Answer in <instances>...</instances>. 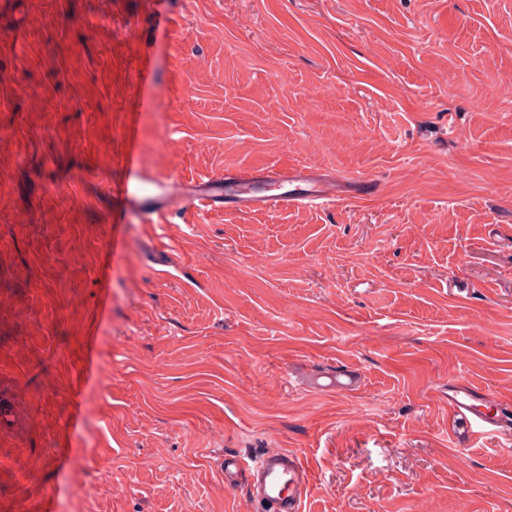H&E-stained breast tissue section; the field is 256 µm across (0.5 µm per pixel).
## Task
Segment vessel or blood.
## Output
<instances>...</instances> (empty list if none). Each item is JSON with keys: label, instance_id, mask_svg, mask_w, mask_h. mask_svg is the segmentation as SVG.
<instances>
[{"label": "vessel or blood", "instance_id": "1", "mask_svg": "<svg viewBox=\"0 0 512 512\" xmlns=\"http://www.w3.org/2000/svg\"><path fill=\"white\" fill-rule=\"evenodd\" d=\"M126 174L119 192L137 210L139 221L153 224L165 213L169 177L146 175L139 149L125 161ZM374 185L365 179L344 180L333 172L306 166L281 169H227L205 174L185 185L192 208L201 212H275L287 207L326 209L344 197L371 194ZM355 371L339 368L312 378V388L326 391L355 390ZM449 410L461 416L476 433H496L512 427V403L453 377L438 389ZM224 480L247 487L260 512H302L310 475L302 458L291 451L271 449L252 461L232 458L224 462Z\"/></svg>", "mask_w": 512, "mask_h": 512}]
</instances>
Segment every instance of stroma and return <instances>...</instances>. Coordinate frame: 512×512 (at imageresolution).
Here are the masks:
<instances>
[{
    "label": "stroma",
    "mask_w": 512,
    "mask_h": 512,
    "mask_svg": "<svg viewBox=\"0 0 512 512\" xmlns=\"http://www.w3.org/2000/svg\"><path fill=\"white\" fill-rule=\"evenodd\" d=\"M154 4L0 0V512H257L221 463L272 448L303 512H512V436L438 394L512 401V0ZM132 143L165 223H117ZM260 164L379 191L187 218L179 181ZM359 383L360 378L355 371L338 367L336 370L313 377L310 386L321 391L349 392L355 390ZM438 393L448 401V409L465 419L476 433H498L511 427L510 403L494 393L456 377L442 383Z\"/></svg>",
    "instance_id": "obj_1"
}]
</instances>
